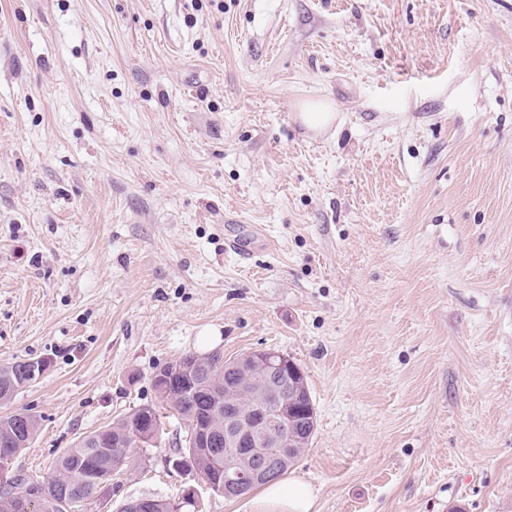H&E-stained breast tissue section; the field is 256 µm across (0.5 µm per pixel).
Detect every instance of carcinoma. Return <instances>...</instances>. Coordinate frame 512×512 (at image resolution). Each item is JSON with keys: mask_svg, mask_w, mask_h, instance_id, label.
Returning <instances> with one entry per match:
<instances>
[{"mask_svg": "<svg viewBox=\"0 0 512 512\" xmlns=\"http://www.w3.org/2000/svg\"><path fill=\"white\" fill-rule=\"evenodd\" d=\"M183 366L179 373L182 384L174 386L168 379L157 378L153 385L161 401L177 415L188 422L185 439L187 448L173 456L184 472L198 474L217 495L224 494V459H217L209 448L198 445L194 436L193 422H206L219 431H224V410L207 406L205 397L212 401H224V394L237 393L244 386L246 376L233 363L224 362L220 353H212L205 361L193 354H186L176 360ZM33 364L29 359L14 361L0 367V404H8L15 393L26 387L27 375ZM251 394L237 398L241 411L265 400L274 401L254 385ZM288 406L293 414L288 418V432L302 440L300 448H278L276 456L283 475L299 461L315 432V410L307 387L303 383L288 388ZM156 408L142 406L118 422L96 430L79 440L76 445L63 452L56 461L55 469L47 476L40 477L42 496L36 512H65L60 506L63 497L76 494L81 505L77 512H95L101 499L112 493V474L128 465L134 457L140 434L147 431L149 421ZM38 427L34 415L25 412H11L0 415V448L17 451L20 448L17 433L26 430L35 435ZM99 470L98 481L90 482L89 470ZM0 512H19L16 492L0 489Z\"/></svg>", "mask_w": 512, "mask_h": 512, "instance_id": "obj_1", "label": "carcinoma"}]
</instances>
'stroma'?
I'll return each instance as SVG.
<instances>
[{
    "instance_id": "35a3bbf8",
    "label": "stroma",
    "mask_w": 512,
    "mask_h": 512,
    "mask_svg": "<svg viewBox=\"0 0 512 512\" xmlns=\"http://www.w3.org/2000/svg\"><path fill=\"white\" fill-rule=\"evenodd\" d=\"M255 349L307 377L312 512H512V0H0V365L50 362L14 470ZM161 425L97 512H254ZM296 118L307 129L319 132L331 127L337 116L328 103L309 101L302 104Z\"/></svg>"
}]
</instances>
